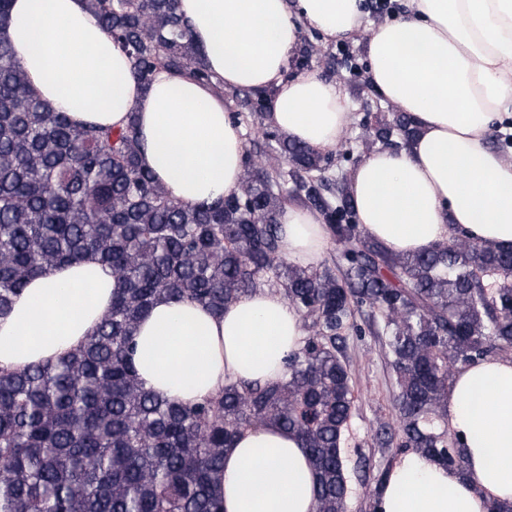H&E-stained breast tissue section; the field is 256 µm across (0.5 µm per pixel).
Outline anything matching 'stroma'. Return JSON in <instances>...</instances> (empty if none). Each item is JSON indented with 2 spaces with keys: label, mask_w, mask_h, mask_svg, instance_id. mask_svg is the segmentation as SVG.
<instances>
[{
  "label": "stroma",
  "mask_w": 512,
  "mask_h": 512,
  "mask_svg": "<svg viewBox=\"0 0 512 512\" xmlns=\"http://www.w3.org/2000/svg\"><path fill=\"white\" fill-rule=\"evenodd\" d=\"M366 30L350 40L327 42L310 31L302 33L309 55L307 68L319 77L339 82L349 102L352 122L335 150L339 174L351 172L365 149L358 122L365 113L386 112L390 106L372 89L363 50ZM345 354L356 381L352 418L344 435L342 456L351 487L347 512H372L373 489L379 474L388 472L400 457L398 449L378 447L374 434L380 424L398 427L394 407L396 388L389 360L377 336H350Z\"/></svg>",
  "instance_id": "obj_1"
}]
</instances>
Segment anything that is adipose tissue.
Here are the masks:
<instances>
[{
  "label": "adipose tissue",
  "instance_id": "ef3b65f1",
  "mask_svg": "<svg viewBox=\"0 0 512 512\" xmlns=\"http://www.w3.org/2000/svg\"><path fill=\"white\" fill-rule=\"evenodd\" d=\"M205 65L225 87L271 90L272 127L322 152L350 120L338 83L286 65L309 28L327 41L351 37L363 0H179ZM39 98L75 124L122 127L136 118L140 163L173 200L198 204L239 192L245 145L230 105L213 89L165 70L149 87L90 14L84 0H13L0 32ZM369 80L417 126L404 148L375 150L352 169L358 224L392 253L467 237L512 246V160L488 144L512 125V0H401L370 31ZM281 252L317 263L329 232L318 215L288 205ZM117 280L98 256L47 270L0 317V368L56 362L81 345L112 305ZM305 334L301 315L260 291L217 315L162 298L141 320L132 362L146 389L187 406L231 381L280 380ZM448 427L463 470L406 453L388 472L374 512H489L512 503V357L459 366L448 388ZM308 451L286 429L246 430L224 456V512H315Z\"/></svg>",
  "mask_w": 512,
  "mask_h": 512
}]
</instances>
